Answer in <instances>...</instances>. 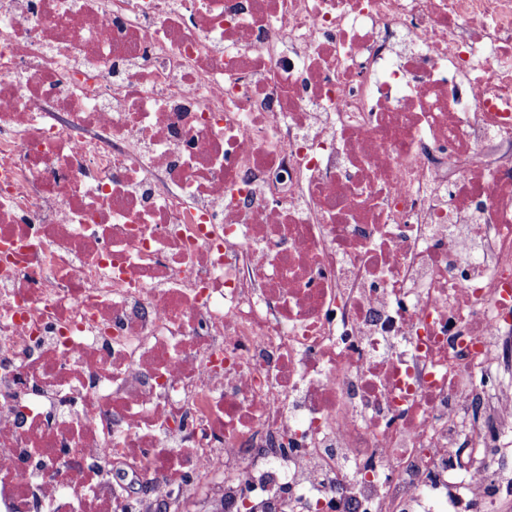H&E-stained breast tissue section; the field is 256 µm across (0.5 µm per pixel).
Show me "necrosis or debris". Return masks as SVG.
<instances>
[{"mask_svg": "<svg viewBox=\"0 0 512 512\" xmlns=\"http://www.w3.org/2000/svg\"><path fill=\"white\" fill-rule=\"evenodd\" d=\"M512 0H0V512H512Z\"/></svg>", "mask_w": 512, "mask_h": 512, "instance_id": "1", "label": "necrosis or debris"}]
</instances>
